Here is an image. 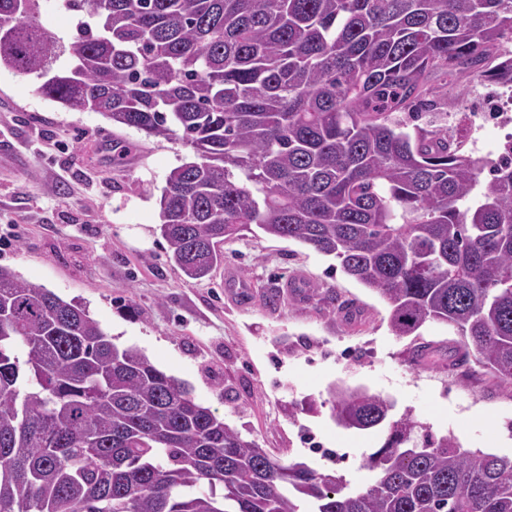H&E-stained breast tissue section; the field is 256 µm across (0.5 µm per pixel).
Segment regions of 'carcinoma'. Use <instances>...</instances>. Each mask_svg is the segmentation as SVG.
Listing matches in <instances>:
<instances>
[{"label":"carcinoma","instance_id":"carcinoma-1","mask_svg":"<svg viewBox=\"0 0 512 512\" xmlns=\"http://www.w3.org/2000/svg\"><path fill=\"white\" fill-rule=\"evenodd\" d=\"M0 0V66L193 158L159 200L199 280L257 227L336 260L399 337L428 322L512 387V144L475 158L448 83L512 89V0ZM67 68L53 69L61 55ZM332 418L383 428L370 485L284 463L196 402L81 303L0 267V512H512V457L466 450L362 388ZM74 15L64 7V0H40L39 22L58 41L68 44L75 31Z\"/></svg>","mask_w":512,"mask_h":512}]
</instances>
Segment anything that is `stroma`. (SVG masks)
Masks as SVG:
<instances>
[{
    "label": "stroma",
    "instance_id": "1",
    "mask_svg": "<svg viewBox=\"0 0 512 512\" xmlns=\"http://www.w3.org/2000/svg\"><path fill=\"white\" fill-rule=\"evenodd\" d=\"M38 85L0 68V228L17 236L0 266L81 301L115 344L141 350L271 456L350 486L369 484L364 460L385 433L336 425L340 383L463 448L512 456V388L458 366L446 325L421 328L431 352L416 359L412 338L390 332L386 303L333 258L260 232L226 242L209 279H188L168 259L158 201L189 148L67 110ZM310 399L316 411H299Z\"/></svg>",
    "mask_w": 512,
    "mask_h": 512
}]
</instances>
